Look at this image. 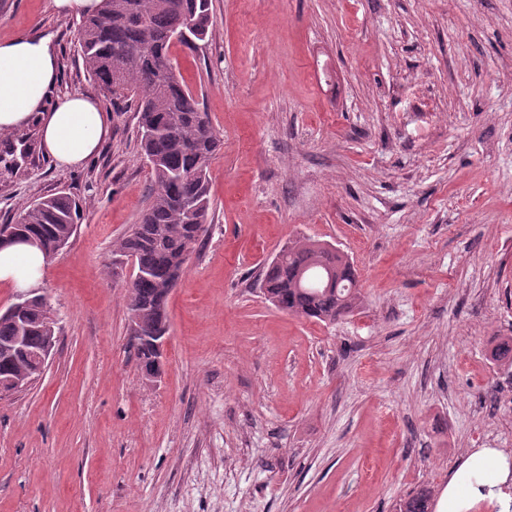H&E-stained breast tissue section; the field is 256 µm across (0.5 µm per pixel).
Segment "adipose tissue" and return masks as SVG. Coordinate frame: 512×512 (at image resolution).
<instances>
[{"mask_svg":"<svg viewBox=\"0 0 512 512\" xmlns=\"http://www.w3.org/2000/svg\"><path fill=\"white\" fill-rule=\"evenodd\" d=\"M58 74L59 55L50 37L0 39V133L35 127L43 154L76 169L98 152L112 117L98 98L53 96ZM48 265L36 245L0 246V282L23 290L39 287ZM482 505L512 512V459L496 448L474 450L449 473L437 512H475Z\"/></svg>","mask_w":512,"mask_h":512,"instance_id":"adipose-tissue-1","label":"adipose tissue"}]
</instances>
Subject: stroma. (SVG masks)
I'll use <instances>...</instances> for the list:
<instances>
[{
	"label": "stroma",
	"instance_id": "1",
	"mask_svg": "<svg viewBox=\"0 0 512 512\" xmlns=\"http://www.w3.org/2000/svg\"><path fill=\"white\" fill-rule=\"evenodd\" d=\"M179 71L223 142L211 223L168 303L161 377L129 344L112 263L153 189L128 103L84 71L78 18L0 0V39L52 36L56 94L112 115L74 170L0 167V224L64 191L83 217L41 294L48 366L0 395V512H395L475 448H512L489 357L512 336V0H212ZM335 246L361 304L275 308L289 242Z\"/></svg>",
	"mask_w": 512,
	"mask_h": 512
}]
</instances>
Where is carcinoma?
I'll use <instances>...</instances> for the list:
<instances>
[{
	"label": "carcinoma",
	"instance_id": "obj_1",
	"mask_svg": "<svg viewBox=\"0 0 512 512\" xmlns=\"http://www.w3.org/2000/svg\"><path fill=\"white\" fill-rule=\"evenodd\" d=\"M211 0H102L100 10L82 19L77 31L80 56L87 74L114 100L134 105L140 147L148 161L153 190L139 223L122 238L114 253L133 260L129 335L170 334L168 300L186 264L179 261L202 239L196 230L207 224L211 208L208 168L222 141L207 113L177 72L173 38L196 51L212 36ZM20 148L0 153L5 169H20L18 160L36 154L32 132L17 134ZM83 206L59 192L27 205L15 221L18 235L39 236L54 250L67 244L81 220ZM339 275L336 285L322 283L326 268ZM319 280L312 288L295 287L297 273ZM263 294L277 297L275 307L288 313L334 322L360 302L356 271L348 259L311 239L286 247L262 276ZM56 326L45 301L18 314H0V348L25 332L27 351L0 352V378H25ZM140 369L158 377L162 366L152 359L151 342L131 343ZM495 363L512 365V336L500 337L489 350ZM433 490L422 488L400 501L396 512H432Z\"/></svg>",
	"mask_w": 512,
	"mask_h": 512
}]
</instances>
